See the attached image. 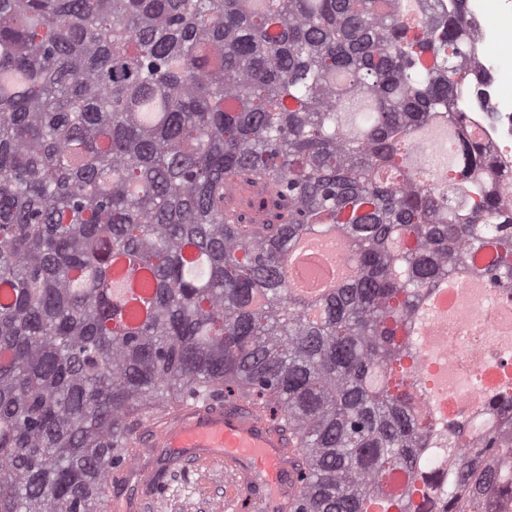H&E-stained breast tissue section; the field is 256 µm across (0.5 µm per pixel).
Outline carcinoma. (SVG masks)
Segmentation results:
<instances>
[{"label":"carcinoma","instance_id":"cac0c4a2","mask_svg":"<svg viewBox=\"0 0 512 512\" xmlns=\"http://www.w3.org/2000/svg\"><path fill=\"white\" fill-rule=\"evenodd\" d=\"M470 38L436 0H0V512H105L142 426L236 402L288 432V512H500L512 391L466 369L447 418L419 374L441 284L512 304ZM333 234L351 274L295 294ZM345 248L346 244L336 239H302L288 255L292 288L302 295L314 298L335 288L348 272L337 260Z\"/></svg>","mask_w":512,"mask_h":512}]
</instances>
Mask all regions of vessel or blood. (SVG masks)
<instances>
[{
  "mask_svg": "<svg viewBox=\"0 0 512 512\" xmlns=\"http://www.w3.org/2000/svg\"><path fill=\"white\" fill-rule=\"evenodd\" d=\"M288 435L268 416L239 402L225 407L183 404L175 417L140 444L143 482L154 474L147 462L156 449L166 448L180 457L222 461L225 468L253 484L264 494L268 512H286L301 485L286 448Z\"/></svg>",
  "mask_w": 512,
  "mask_h": 512,
  "instance_id": "1",
  "label": "vessel or blood"
}]
</instances>
